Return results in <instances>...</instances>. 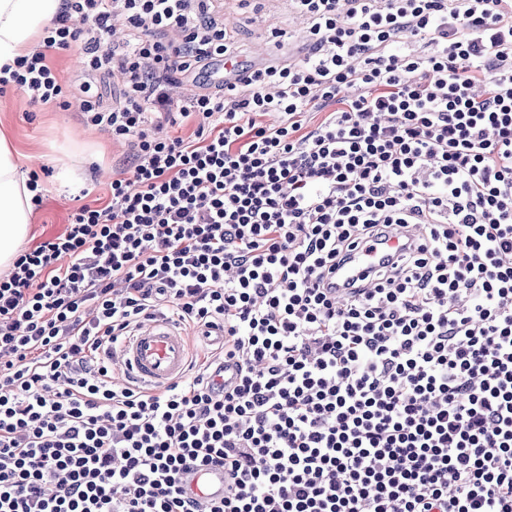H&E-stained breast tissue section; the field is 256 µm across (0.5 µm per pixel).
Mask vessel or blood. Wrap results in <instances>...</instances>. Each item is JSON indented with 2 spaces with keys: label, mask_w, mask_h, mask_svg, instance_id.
I'll return each instance as SVG.
<instances>
[{
  "label": "vessel or blood",
  "mask_w": 512,
  "mask_h": 512,
  "mask_svg": "<svg viewBox=\"0 0 512 512\" xmlns=\"http://www.w3.org/2000/svg\"><path fill=\"white\" fill-rule=\"evenodd\" d=\"M112 357L124 380L160 388L189 371L186 340L177 325L162 318L142 324ZM224 468L218 464L193 467L181 475V485L193 500H219L224 496Z\"/></svg>",
  "instance_id": "vessel-or-blood-1"
}]
</instances>
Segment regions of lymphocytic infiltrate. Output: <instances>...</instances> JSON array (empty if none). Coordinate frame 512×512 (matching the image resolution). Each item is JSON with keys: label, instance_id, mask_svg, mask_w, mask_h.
Here are the masks:
<instances>
[{"label": "lymphocytic infiltrate", "instance_id": "lymphocytic-infiltrate-1", "mask_svg": "<svg viewBox=\"0 0 512 512\" xmlns=\"http://www.w3.org/2000/svg\"><path fill=\"white\" fill-rule=\"evenodd\" d=\"M287 6L302 51L214 92L169 95L237 57L215 0H66L0 77L66 106L52 57L81 47L127 77L84 120L133 146L0 272V512H512V0ZM157 315L224 341L162 390L115 381ZM212 463L223 499L188 503ZM224 466L191 467L181 474V485L191 500H219L224 497Z\"/></svg>", "mask_w": 512, "mask_h": 512}]
</instances>
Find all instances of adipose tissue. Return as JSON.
<instances>
[{
    "instance_id": "ef3b65f1",
    "label": "adipose tissue",
    "mask_w": 512,
    "mask_h": 512,
    "mask_svg": "<svg viewBox=\"0 0 512 512\" xmlns=\"http://www.w3.org/2000/svg\"><path fill=\"white\" fill-rule=\"evenodd\" d=\"M63 8L64 0H0V67L28 54ZM27 182L18 153L0 134V269L27 237L33 197Z\"/></svg>"
}]
</instances>
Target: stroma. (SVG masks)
Masks as SVG:
<instances>
[{
	"label": "stroma",
	"instance_id": "obj_1",
	"mask_svg": "<svg viewBox=\"0 0 512 512\" xmlns=\"http://www.w3.org/2000/svg\"><path fill=\"white\" fill-rule=\"evenodd\" d=\"M222 14L240 59L247 62L265 54L279 57V50L266 40L269 29H283L296 40L303 37L301 25L279 0H248L242 7L231 0ZM0 133L20 154L41 156L42 167L52 171L43 180V203L32 212L27 238L31 245L63 231L68 214L78 205L80 189L89 187L107 196L112 178L130 165V144L88 128L74 105H33L21 93L7 91L0 94Z\"/></svg>",
	"mask_w": 512,
	"mask_h": 512
}]
</instances>
